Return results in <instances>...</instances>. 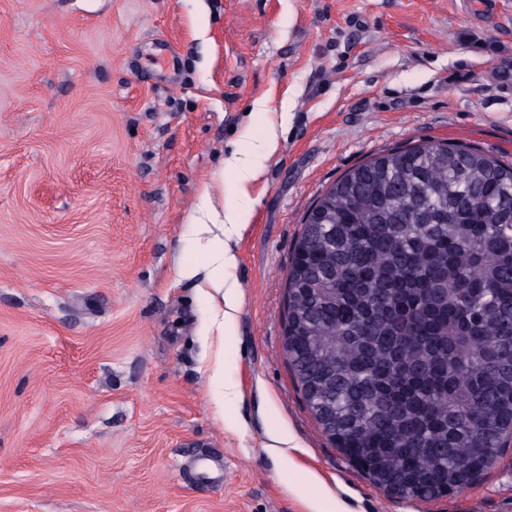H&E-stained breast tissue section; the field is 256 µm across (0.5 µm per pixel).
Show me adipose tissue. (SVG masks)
I'll return each instance as SVG.
<instances>
[{"label":"adipose tissue","instance_id":"obj_1","mask_svg":"<svg viewBox=\"0 0 512 512\" xmlns=\"http://www.w3.org/2000/svg\"><path fill=\"white\" fill-rule=\"evenodd\" d=\"M276 133H269L258 154L235 151L223 159V169L237 173L235 194L238 204L217 208L214 203L216 183L208 181L199 188L201 204L191 217L190 231L196 243L205 251L201 265L178 263L181 278L195 281L199 296L205 299L211 312L210 326L216 335L207 361L211 366L210 385L216 407L237 398L240 390L224 374V328L238 311L240 299L232 285L226 282V272L236 262L231 246L233 236L241 233L251 217L249 204L256 183L263 172L262 163L277 150Z\"/></svg>","mask_w":512,"mask_h":512}]
</instances>
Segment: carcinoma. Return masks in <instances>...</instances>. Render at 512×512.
Instances as JSON below:
<instances>
[{
    "mask_svg": "<svg viewBox=\"0 0 512 512\" xmlns=\"http://www.w3.org/2000/svg\"><path fill=\"white\" fill-rule=\"evenodd\" d=\"M286 358L380 489L458 492L512 436V165L420 142L345 173L303 224Z\"/></svg>",
    "mask_w": 512,
    "mask_h": 512,
    "instance_id": "carcinoma-1",
    "label": "carcinoma"
}]
</instances>
